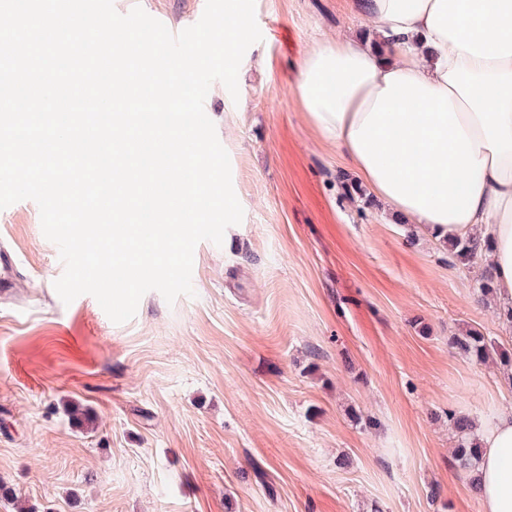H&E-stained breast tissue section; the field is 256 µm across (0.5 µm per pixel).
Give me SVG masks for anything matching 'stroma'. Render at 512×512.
Here are the masks:
<instances>
[{
    "mask_svg": "<svg viewBox=\"0 0 512 512\" xmlns=\"http://www.w3.org/2000/svg\"><path fill=\"white\" fill-rule=\"evenodd\" d=\"M113 4L177 33L205 0ZM255 14L238 98L216 82L204 106L244 218L196 246L193 295L149 291L122 324L91 295L64 304L37 204L0 210L23 279L0 295V512H482L448 415L512 409V387L448 339L476 327L512 352L477 289L487 259L449 264L345 195L355 172L305 116L306 53L370 22L343 0Z\"/></svg>",
    "mask_w": 512,
    "mask_h": 512,
    "instance_id": "1",
    "label": "stroma"
}]
</instances>
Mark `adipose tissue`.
<instances>
[{"instance_id":"obj_1","label":"adipose tissue","mask_w":512,"mask_h":512,"mask_svg":"<svg viewBox=\"0 0 512 512\" xmlns=\"http://www.w3.org/2000/svg\"><path fill=\"white\" fill-rule=\"evenodd\" d=\"M375 37L307 52L295 91L317 134L417 235L489 246L512 309V0H352ZM483 512H512V412L482 426Z\"/></svg>"}]
</instances>
